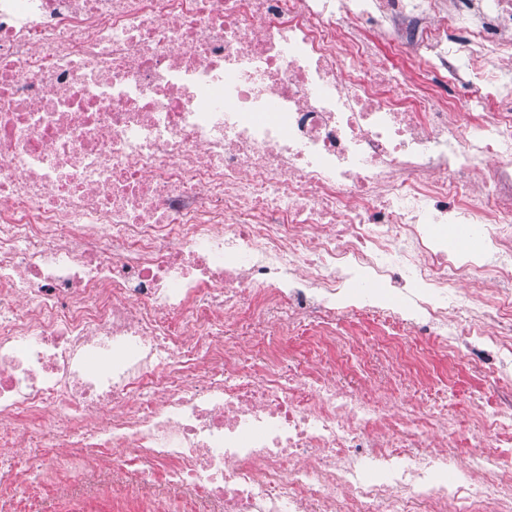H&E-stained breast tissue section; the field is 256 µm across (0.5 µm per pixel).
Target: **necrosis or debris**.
Masks as SVG:
<instances>
[{
	"mask_svg": "<svg viewBox=\"0 0 512 512\" xmlns=\"http://www.w3.org/2000/svg\"><path fill=\"white\" fill-rule=\"evenodd\" d=\"M364 315L512 383V0H0L1 486L512 512V399L367 401ZM347 330L354 336H350L358 344H370L376 343V340L381 336H374L377 329L372 321L365 318L353 319L351 322L346 324Z\"/></svg>",
	"mask_w": 512,
	"mask_h": 512,
	"instance_id": "4bbe7bcc",
	"label": "necrosis or debris"
}]
</instances>
